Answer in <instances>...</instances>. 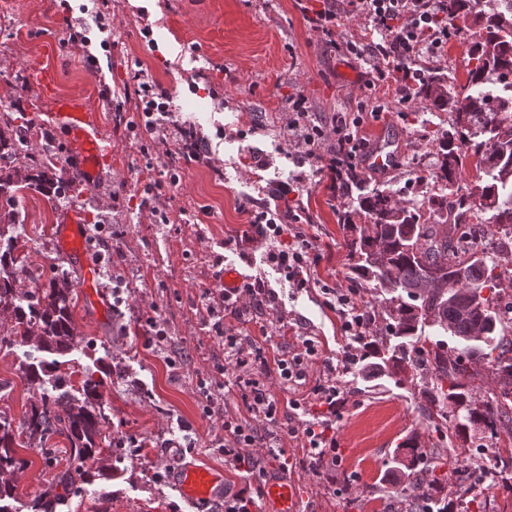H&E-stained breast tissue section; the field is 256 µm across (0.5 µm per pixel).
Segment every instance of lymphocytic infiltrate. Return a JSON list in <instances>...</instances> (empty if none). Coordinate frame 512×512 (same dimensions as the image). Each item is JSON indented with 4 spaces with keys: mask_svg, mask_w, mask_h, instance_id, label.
<instances>
[{
    "mask_svg": "<svg viewBox=\"0 0 512 512\" xmlns=\"http://www.w3.org/2000/svg\"><path fill=\"white\" fill-rule=\"evenodd\" d=\"M445 13V0H324L322 9L305 12L304 19L310 30L322 35L332 34L341 14L361 16L372 22L382 37L373 49L379 64L373 69L372 82L394 83L401 102L408 103L416 97L430 73L429 68L412 67L411 60L419 54L430 57L437 54L448 38ZM138 97L143 130L162 148L160 175L146 189L147 195L157 200L179 185L185 167L205 158L207 148L201 138L188 134L184 125L172 120L173 98L167 89L147 84L140 88ZM308 117L307 100L304 95H297L288 114L291 148L299 158L318 162L329 190L346 189L351 176L361 175L363 169L364 157L358 143L362 116L342 120L329 131L311 124ZM317 256L315 244L298 235L288 248L269 251L267 260L287 274L293 287L303 289L312 284L311 268ZM329 294L344 316V332L353 337L354 343L344 350L340 365L325 364L319 381L288 401L289 407L295 410L313 403L322 409V420L307 424L302 430L304 444L316 460L336 453L337 442L328 431L331 421L347 403L346 394L336 380V371L350 370L363 362L374 326L369 313L354 302L351 294L334 288ZM268 298V290L258 280L230 293L207 288L201 295L202 309L215 333L224 338V352L235 370L241 400L252 416L262 420L273 419L277 413L276 402L265 384L267 360L253 338L225 334L224 319L229 314L242 315ZM202 416L222 419L224 432L215 437L213 445L223 452L225 461L240 468L249 465L250 459L244 451L256 442L253 429L225 418L220 398L210 394L205 397Z\"/></svg>",
    "mask_w": 512,
    "mask_h": 512,
    "instance_id": "1",
    "label": "lymphocytic infiltrate"
}]
</instances>
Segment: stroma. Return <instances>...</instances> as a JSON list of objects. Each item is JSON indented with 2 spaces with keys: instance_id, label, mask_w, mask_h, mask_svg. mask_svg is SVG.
Returning a JSON list of instances; mask_svg holds the SVG:
<instances>
[{
  "instance_id": "35a3bbf8",
  "label": "stroma",
  "mask_w": 512,
  "mask_h": 512,
  "mask_svg": "<svg viewBox=\"0 0 512 512\" xmlns=\"http://www.w3.org/2000/svg\"><path fill=\"white\" fill-rule=\"evenodd\" d=\"M322 0H0V127L21 114L43 111L40 71L54 74L59 93L88 102L96 113L111 152L95 187L78 185L55 202L29 188H17L12 210L19 235L16 275L25 288L48 285L67 273L77 286L79 272L58 237V226L103 225L90 257L101 258L100 281L112 303L99 316L77 297L74 347L59 354L51 377L69 393L86 376L103 379L113 435L130 442L138 462L125 463L107 478L83 484L56 512H192L171 474L189 463L222 469L225 495L262 500L268 478L283 474L301 486L300 512H401L403 493L386 476L396 448L416 436L424 456L423 479L447 495L455 452L432 445L424 393L429 373L396 381L388 372L356 367L337 370L348 402L330 430L338 441V461L324 460L320 472L297 432L321 418L319 406L306 412L288 408L291 390L269 370L267 385L280 402L277 423L254 419L245 409L233 376H221L224 347L200 310L202 289L221 284L224 268L243 277H261L273 302L240 318L226 317L225 327L253 336L268 359L296 353L305 337H316L318 357L305 366V383L314 385L324 363L337 362L352 341L338 312L324 302L321 282L352 287L343 242L341 214L347 205L375 190L404 191L415 199L422 186L413 174V158L433 169L432 140L448 126V113L415 100L400 104L393 88L371 87V56L359 58L328 49L310 31L303 9L317 10ZM107 10L110 32L94 16ZM151 26V40L141 29ZM87 42L71 43L70 27ZM473 20L448 24V43L433 68L455 85L467 82ZM99 60L96 71L87 55ZM166 87L177 107L176 118L209 144L206 161L193 164L178 187L158 203L159 220L145 203V186L158 177V150L141 142L135 80ZM110 99H103L102 90ZM304 95L310 119L332 129L337 119L362 113L359 137L364 151L377 145L396 154L386 170L366 169L358 184L332 195L315 162L299 163L289 147L286 122L296 95ZM299 180L289 195L292 209L310 222L305 231L318 247L317 285L289 286L283 273L265 262L272 241L240 242L254 209L271 203L276 185ZM166 326L171 346L161 352L146 346L137 330L148 317ZM179 358L172 370L167 357ZM33 344L0 350V414L8 416L22 443L17 453L27 467L13 476L17 486L11 512H27L40 494H54V475L64 468L69 448L61 436L43 446L24 445V419L42 390L28 384L22 369L40 359ZM219 380L226 417L257 430L260 441L249 453L253 472L225 465L211 446L222 430L218 420L204 421L200 380Z\"/></svg>"
}]
</instances>
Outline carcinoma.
<instances>
[{
	"label": "carcinoma",
	"mask_w": 512,
	"mask_h": 512,
	"mask_svg": "<svg viewBox=\"0 0 512 512\" xmlns=\"http://www.w3.org/2000/svg\"><path fill=\"white\" fill-rule=\"evenodd\" d=\"M473 15L479 39L472 42L467 62L466 85L457 87L447 76L433 71L418 97L436 109L450 111L451 129L436 137L438 171L435 181L457 186L456 209H430L429 220L423 219L426 202L411 203L386 191H374L357 199L352 214L363 224L358 233L346 240V258L352 279L374 283L386 295L383 311L375 318L384 324L387 335L412 345L419 362L405 356L382 355L372 346L369 356L375 361L370 369L392 365L407 366L413 375L426 368L434 376L427 391L433 432L440 441L447 436L461 444H475L486 437L495 442L512 440V317H507L502 302L512 300V293H503L498 286L512 283V268L503 265L498 255L512 242V163L511 147L494 142L498 130H512V86H505L503 95L490 94V88L512 76V0H448V16ZM464 113L465 123L459 122ZM18 147L0 129V199L14 200L13 187L22 182L26 187L47 196L48 200L63 189L76 186V177L61 168H50L45 162H32L34 175L19 179ZM475 171L472 183L460 184L466 162ZM17 237H7V249H0V316L11 318V326L0 325V343H33L37 350L58 353L68 350L76 336L71 308L73 293L58 287L57 278L45 288L28 290L18 286L14 272L16 258L12 246ZM466 264L464 282L457 292L443 298L439 292L425 293L422 284L437 271L455 273V267ZM491 295L477 298L483 289ZM487 335L483 341L489 352L468 339L478 326ZM436 327L464 344L457 355L450 357L444 344L430 346L423 337L424 329ZM497 356H492V352ZM493 357L498 381L509 387V393L492 391L477 394L470 373L471 364ZM54 363L41 360L29 364L24 377L31 384L44 385L42 373ZM103 381L88 376L82 384V398L67 402L43 390L40 400L31 406L24 423L29 444H43L53 435L69 442L65 469L54 475L55 486L65 494H73L78 483L91 479L92 466L103 460V453H112L122 442L106 433L110 418L102 402ZM14 429L0 425V502L16 497V485L8 476L27 467L14 449ZM405 462L393 460L387 470L389 481L403 490L421 486L418 470L420 448L407 439L397 448ZM454 496L469 512L466 494L473 472L467 460L457 462Z\"/></svg>",
	"instance_id": "carcinoma-1"
}]
</instances>
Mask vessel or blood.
I'll return each instance as SVG.
<instances>
[{
	"instance_id": "b4317fda",
	"label": "vessel or blood",
	"mask_w": 512,
	"mask_h": 512,
	"mask_svg": "<svg viewBox=\"0 0 512 512\" xmlns=\"http://www.w3.org/2000/svg\"><path fill=\"white\" fill-rule=\"evenodd\" d=\"M39 84L47 101L45 112L39 113L41 125L62 129L68 141L69 166L87 186H95L102 163L110 152L97 117L83 99L56 94L54 77L41 73ZM65 241V252L80 267V286L93 308H107L108 300L100 287V271L87 258L86 227L82 224H63L59 227ZM178 487L192 506H205L224 495V473L204 466L188 465L180 469ZM266 498L270 512H298V491L295 484L285 480L269 481Z\"/></svg>"
}]
</instances>
